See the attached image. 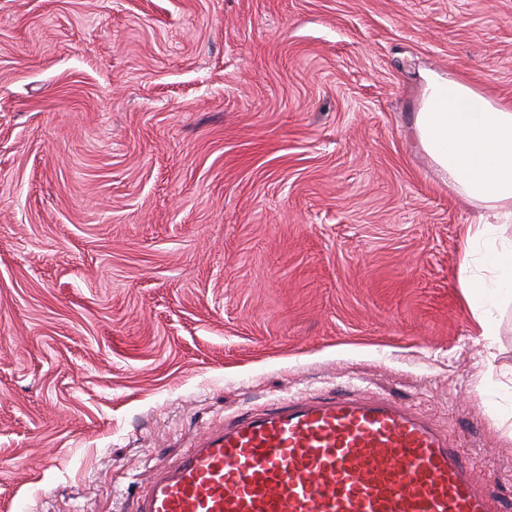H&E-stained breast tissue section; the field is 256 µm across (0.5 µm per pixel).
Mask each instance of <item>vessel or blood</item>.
I'll use <instances>...</instances> for the list:
<instances>
[{"label": "vessel or blood", "mask_w": 512, "mask_h": 512, "mask_svg": "<svg viewBox=\"0 0 512 512\" xmlns=\"http://www.w3.org/2000/svg\"><path fill=\"white\" fill-rule=\"evenodd\" d=\"M459 449L376 396L288 397L202 435L140 512H506Z\"/></svg>", "instance_id": "b4317fda"}]
</instances>
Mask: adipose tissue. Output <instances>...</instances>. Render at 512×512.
Instances as JSON below:
<instances>
[{"label":"adipose tissue","instance_id":"1","mask_svg":"<svg viewBox=\"0 0 512 512\" xmlns=\"http://www.w3.org/2000/svg\"><path fill=\"white\" fill-rule=\"evenodd\" d=\"M413 134L449 184L512 223V105L487 99L468 83L428 71ZM501 224H472L459 265L470 303L512 292V237Z\"/></svg>","mask_w":512,"mask_h":512}]
</instances>
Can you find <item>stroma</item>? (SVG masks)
Masks as SVG:
<instances>
[{
	"instance_id": "stroma-1",
	"label": "stroma",
	"mask_w": 512,
	"mask_h": 512,
	"mask_svg": "<svg viewBox=\"0 0 512 512\" xmlns=\"http://www.w3.org/2000/svg\"><path fill=\"white\" fill-rule=\"evenodd\" d=\"M426 70L512 103V0H0V512H138L290 395L394 400L512 497V299L485 344Z\"/></svg>"
}]
</instances>
